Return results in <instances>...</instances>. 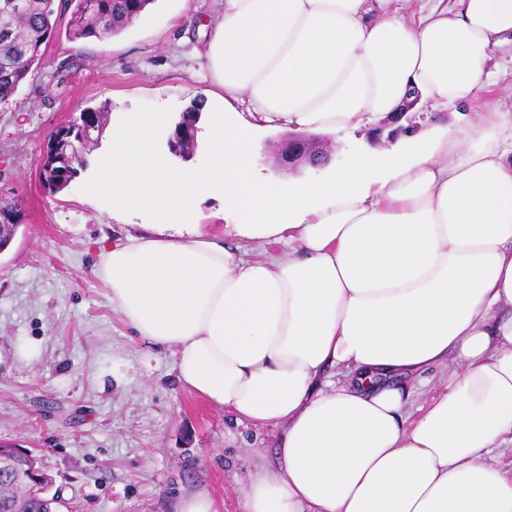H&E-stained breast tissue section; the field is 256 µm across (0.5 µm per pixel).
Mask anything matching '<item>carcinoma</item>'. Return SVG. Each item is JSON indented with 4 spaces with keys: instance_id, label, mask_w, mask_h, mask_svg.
Segmentation results:
<instances>
[{
    "instance_id": "obj_1",
    "label": "carcinoma",
    "mask_w": 512,
    "mask_h": 512,
    "mask_svg": "<svg viewBox=\"0 0 512 512\" xmlns=\"http://www.w3.org/2000/svg\"><path fill=\"white\" fill-rule=\"evenodd\" d=\"M0 0V102L40 68L43 46L65 35L69 40L101 39L141 16L154 0ZM27 458L17 454L0 463V512H54L40 479L27 472Z\"/></svg>"
}]
</instances>
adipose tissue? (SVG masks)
Returning a JSON list of instances; mask_svg holds the SVG:
<instances>
[{
  "label": "adipose tissue",
  "mask_w": 512,
  "mask_h": 512,
  "mask_svg": "<svg viewBox=\"0 0 512 512\" xmlns=\"http://www.w3.org/2000/svg\"><path fill=\"white\" fill-rule=\"evenodd\" d=\"M204 56L210 166L168 170L156 114L112 130L91 194L152 208L170 235L100 248L96 273L181 385L236 420L280 427L243 512H512V110L482 76L512 42V0H220ZM481 104L354 157L326 180L259 183L251 127L336 132L399 111ZM246 112H237V102ZM223 196L234 236L194 230ZM343 368L344 382L330 368ZM437 367L415 405L397 380ZM447 369H433L421 375L420 378L427 379L428 384L417 391L418 395L414 397L415 405H421L424 401L437 392L442 386V382L447 378Z\"/></svg>",
  "instance_id": "1"
}]
</instances>
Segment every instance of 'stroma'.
<instances>
[{
	"instance_id": "stroma-1",
	"label": "stroma",
	"mask_w": 512,
	"mask_h": 512,
	"mask_svg": "<svg viewBox=\"0 0 512 512\" xmlns=\"http://www.w3.org/2000/svg\"><path fill=\"white\" fill-rule=\"evenodd\" d=\"M218 16L217 0H154L112 37L53 40L38 73L0 103V205L25 216L0 252V440L38 457L64 512H180L196 493L218 512H241L251 475L275 461L278 427L236 421L183 388L171 350L138 336L113 308L95 273L98 248L146 232L155 217L88 198L109 139L63 191L39 180L49 132L106 99L114 126L158 116L154 145L168 169L207 165L206 134L185 159L168 138L210 86L203 52ZM376 123L367 114L327 134L331 161L320 169L281 165L276 152L290 130L261 131L253 168L265 182L324 179L380 150L369 134Z\"/></svg>"
}]
</instances>
